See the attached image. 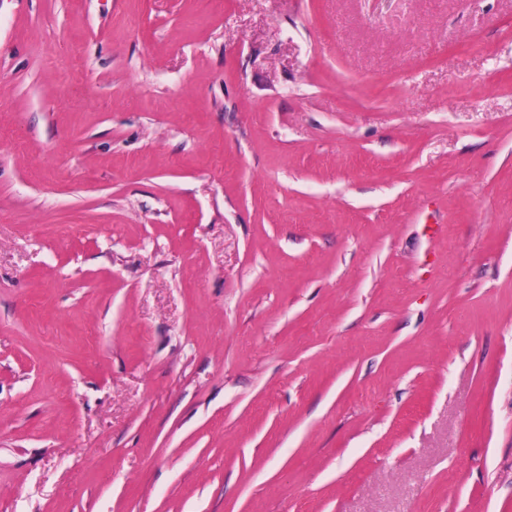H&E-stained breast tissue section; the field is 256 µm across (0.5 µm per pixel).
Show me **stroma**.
<instances>
[{
  "label": "stroma",
  "mask_w": 512,
  "mask_h": 512,
  "mask_svg": "<svg viewBox=\"0 0 512 512\" xmlns=\"http://www.w3.org/2000/svg\"><path fill=\"white\" fill-rule=\"evenodd\" d=\"M0 512H512V0H0Z\"/></svg>",
  "instance_id": "35a3bbf8"
}]
</instances>
